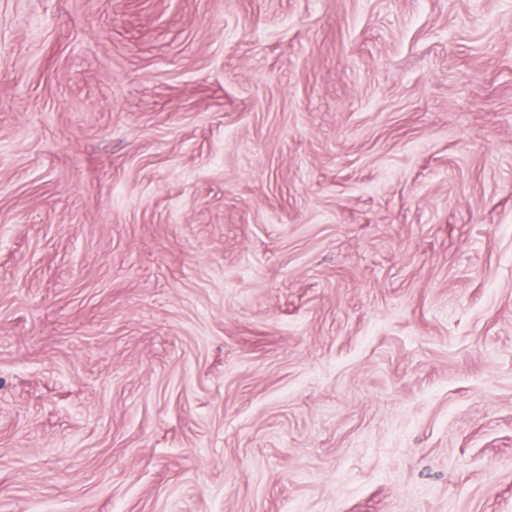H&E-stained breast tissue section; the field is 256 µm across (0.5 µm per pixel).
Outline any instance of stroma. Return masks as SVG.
I'll list each match as a JSON object with an SVG mask.
<instances>
[{"mask_svg":"<svg viewBox=\"0 0 512 512\" xmlns=\"http://www.w3.org/2000/svg\"><path fill=\"white\" fill-rule=\"evenodd\" d=\"M0 512H512V0H0Z\"/></svg>","mask_w":512,"mask_h":512,"instance_id":"1","label":"stroma"}]
</instances>
